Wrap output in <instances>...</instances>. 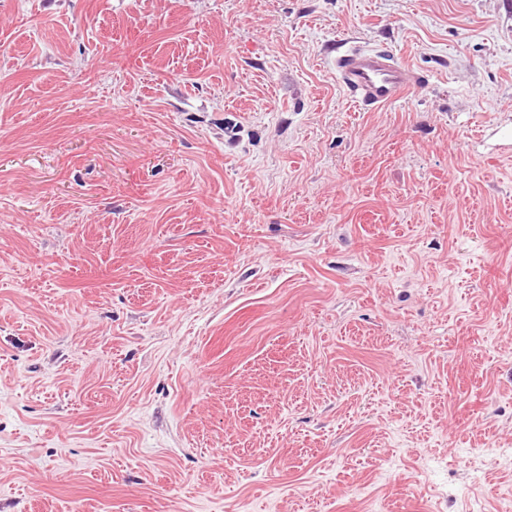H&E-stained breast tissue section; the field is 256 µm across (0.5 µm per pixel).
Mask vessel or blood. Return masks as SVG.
I'll list each match as a JSON object with an SVG mask.
<instances>
[{
	"instance_id": "b4317fda",
	"label": "vessel or blood",
	"mask_w": 512,
	"mask_h": 512,
	"mask_svg": "<svg viewBox=\"0 0 512 512\" xmlns=\"http://www.w3.org/2000/svg\"><path fill=\"white\" fill-rule=\"evenodd\" d=\"M336 76L354 102L375 110L402 99L420 84V76L398 62L391 52L351 47L337 50Z\"/></svg>"
}]
</instances>
